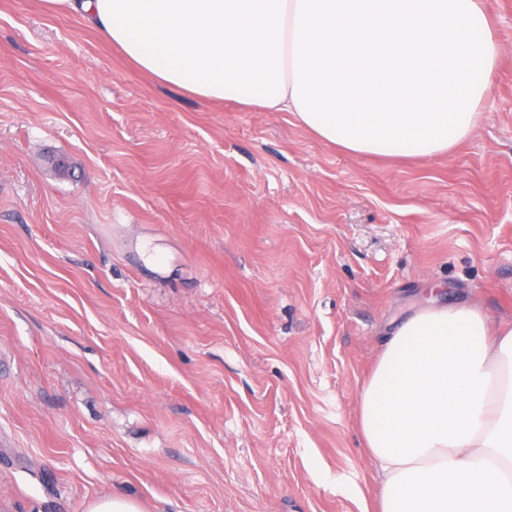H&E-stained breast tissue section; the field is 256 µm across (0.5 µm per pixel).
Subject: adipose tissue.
<instances>
[{
    "label": "adipose tissue",
    "instance_id": "1",
    "mask_svg": "<svg viewBox=\"0 0 512 512\" xmlns=\"http://www.w3.org/2000/svg\"><path fill=\"white\" fill-rule=\"evenodd\" d=\"M151 78L291 113L386 159L471 133L497 49L485 0H41ZM375 512H512V322L430 297L393 321L359 395Z\"/></svg>",
    "mask_w": 512,
    "mask_h": 512
}]
</instances>
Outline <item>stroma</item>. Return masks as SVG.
Returning a JSON list of instances; mask_svg holds the SVG:
<instances>
[{
    "label": "stroma",
    "instance_id": "stroma-1",
    "mask_svg": "<svg viewBox=\"0 0 512 512\" xmlns=\"http://www.w3.org/2000/svg\"><path fill=\"white\" fill-rule=\"evenodd\" d=\"M486 5L477 126L388 161L0 0V512L373 502L359 393L388 325L436 285L512 322V0ZM86 512H144L136 498L112 494L102 496L90 502Z\"/></svg>",
    "mask_w": 512,
    "mask_h": 512
}]
</instances>
